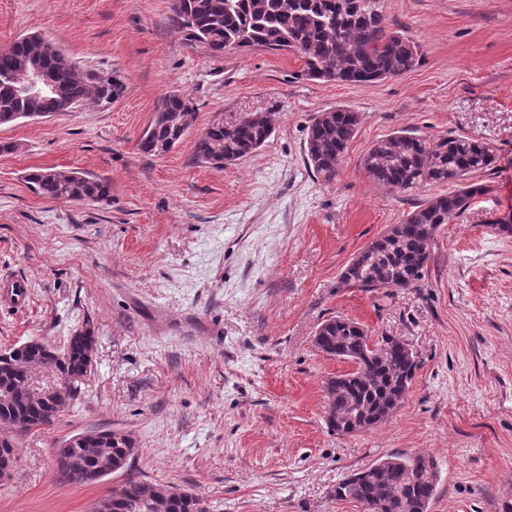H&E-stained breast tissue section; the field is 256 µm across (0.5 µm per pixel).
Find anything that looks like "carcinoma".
<instances>
[{
	"label": "carcinoma",
	"mask_w": 512,
	"mask_h": 512,
	"mask_svg": "<svg viewBox=\"0 0 512 512\" xmlns=\"http://www.w3.org/2000/svg\"><path fill=\"white\" fill-rule=\"evenodd\" d=\"M174 23L190 40L215 54L235 44L293 50L303 59V76L346 84L374 83L412 70L420 47L408 35L389 27L378 0H174ZM37 63L55 73L59 91L24 97L17 88ZM0 121L17 113L51 116L82 104H110L125 85L116 73L81 69L55 47L33 35L0 50ZM195 109L185 98H163L140 148L153 155L170 152L193 125ZM359 125L347 109L321 113L308 129L306 159L313 171L331 180ZM271 118L263 112L214 124L194 148L197 163L215 169L254 153L270 138ZM493 150L467 138L424 137L401 131L377 141L363 160L377 184L410 192L428 183H452L455 189L431 198L392 224L383 235L354 255L339 277V287L410 288L424 277L430 248L439 227L463 215L483 192L467 177L490 168ZM38 195L70 202L100 203L111 197V184L73 170L40 168L27 174ZM361 324L332 317L314 334V348L330 358L356 364L350 373L324 384L325 422L340 435L357 433L388 420L401 407L418 367L409 344L383 336L375 347L360 334ZM94 337L79 332L63 349L24 343L0 352V424L29 432L52 424L71 401L94 366ZM51 368L67 382L35 402L28 368ZM135 453L133 440L110 430L90 429L74 435L67 448L52 453L55 479L65 485L88 486L127 468ZM438 485V469L428 455L392 454L344 476L331 491L338 501H353L370 512H428ZM112 512H208L195 494L176 486H154L128 477L112 492Z\"/></svg>",
	"instance_id": "1"
}]
</instances>
